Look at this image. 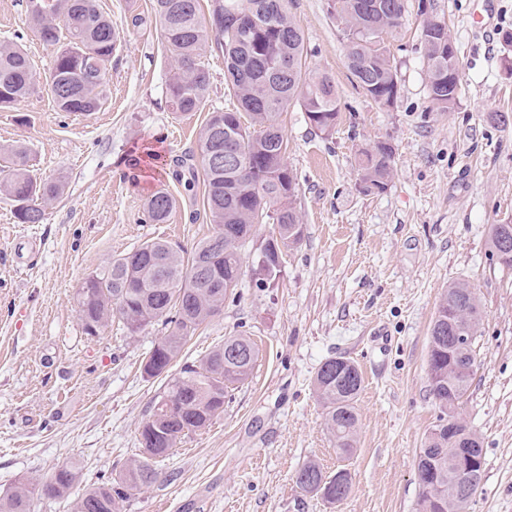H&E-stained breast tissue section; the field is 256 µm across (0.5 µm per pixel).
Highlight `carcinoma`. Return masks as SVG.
Instances as JSON below:
<instances>
[{
  "instance_id": "obj_1",
  "label": "carcinoma",
  "mask_w": 512,
  "mask_h": 512,
  "mask_svg": "<svg viewBox=\"0 0 512 512\" xmlns=\"http://www.w3.org/2000/svg\"><path fill=\"white\" fill-rule=\"evenodd\" d=\"M330 13L342 24L346 65L356 87L375 101L396 103L398 85L383 34L401 25L405 0H329ZM165 46L173 60L165 90L172 111L196 112L210 86L201 62L214 43L224 50V79L240 109L209 113L197 150L205 183L204 205L215 233L187 253L156 239L109 261L85 278L77 293L80 320L88 336H96L120 317L136 333L166 317L167 334L149 352L143 366L149 377L163 374L181 354L199 325L224 307L243 274L242 248L253 240L259 224H273L283 245L301 240L303 227L294 206L296 177L288 168L287 141L277 122L280 111L297 104L311 125L329 132L336 125L339 100L332 80L302 77L306 62L304 35L288 15L286 0H211L210 19L203 24L199 0H154ZM250 14L248 30L233 21ZM30 20L43 42L57 47L53 64L43 75L23 48L0 44V108L11 107L47 87L61 112L90 114L107 93L118 34L112 18L96 0H31ZM421 39L426 48L428 95L447 111L458 99V86L448 87V73L458 70L457 55H448V23L440 14L423 19ZM8 170L0 177V194L16 203L21 224H41L46 210L63 197L64 181H42L30 169L27 149L7 150ZM392 149L379 141L361 152L360 182L367 192L386 189L393 174ZM175 205L164 189L146 203L153 224L167 222ZM488 244L499 262L512 266V224H492ZM482 309L473 292L455 284L444 292L431 327L428 351L430 393L443 413L428 434L417 458V471L427 489L421 491L417 512H463L484 476L480 438L459 421L454 410L468 391L475 373L474 345L454 349L458 336L477 335ZM257 361L247 336H230L199 364L184 365L152 405L140 433L141 454L112 479L73 500L72 512H121L120 505L156 479L153 463L169 455L184 436L206 429L224 413L228 389L245 383ZM362 376L349 359H327L314 378L323 404L325 425L336 448L347 455L356 445V400ZM463 454L478 465L459 474ZM79 471L57 466L39 482V492L52 499L70 497ZM295 484L329 504L347 497L350 473L328 475L315 461L296 472ZM33 490L27 481L0 496V512H32Z\"/></svg>"
}]
</instances>
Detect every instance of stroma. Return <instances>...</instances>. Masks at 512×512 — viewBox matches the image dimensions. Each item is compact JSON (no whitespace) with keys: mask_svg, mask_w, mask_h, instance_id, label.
Here are the masks:
<instances>
[{"mask_svg":"<svg viewBox=\"0 0 512 512\" xmlns=\"http://www.w3.org/2000/svg\"><path fill=\"white\" fill-rule=\"evenodd\" d=\"M434 3L458 57L459 97L448 112L428 97L419 0H406L402 25L384 36L399 85L390 108L354 85L328 0H288L306 39L305 78L331 76L339 97L328 132L296 105L278 116L303 238L287 247L275 284L260 288L251 260L272 227L257 226L235 296L195 330L169 372L242 335L259 351L252 374L229 390L208 428L157 459V481L122 512H417V457L441 415L427 372L430 329L453 283L466 284L482 308L475 374L456 410L485 458L466 512H512V269L488 246L491 225L512 222V0ZM28 5L0 0V43L24 45L43 72L55 49L30 27ZM99 5L121 37L101 108L62 112L41 89L0 109V148L25 144L39 179L67 182L41 224L19 223L13 201L0 195V492L66 462L91 487L138 456L141 425L169 376H146L143 364L166 329L157 322L133 334L116 318L87 336L77 291L145 241L188 249L213 232L203 181L188 189L171 172L195 153L209 112L235 105L223 51L210 47L202 59L211 75L203 107L176 116L153 0ZM477 14L489 16L491 34L479 33ZM380 141L393 148V176L383 192L368 194L358 158ZM151 149L157 157H148ZM142 152L149 178L140 183L127 167ZM161 186L175 208L166 223L152 224L145 203ZM333 357L353 361L363 379L348 456L313 389ZM311 460L330 474L350 472L345 500L331 505L298 489L295 474Z\"/></svg>","mask_w":512,"mask_h":512,"instance_id":"stroma-1","label":"stroma"}]
</instances>
